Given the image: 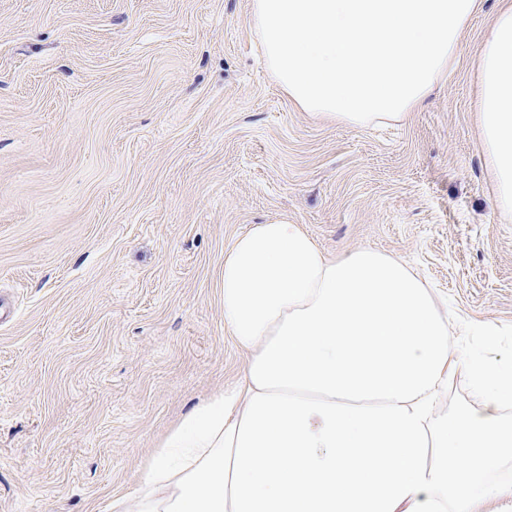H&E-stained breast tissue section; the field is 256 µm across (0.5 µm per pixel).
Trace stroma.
I'll list each match as a JSON object with an SVG mask.
<instances>
[{"label": "stroma", "instance_id": "35a3bbf8", "mask_svg": "<svg viewBox=\"0 0 512 512\" xmlns=\"http://www.w3.org/2000/svg\"><path fill=\"white\" fill-rule=\"evenodd\" d=\"M499 6L419 109L362 129L270 79L251 0H0V512H112L236 379L224 253L255 224L407 258L512 362V219L475 112Z\"/></svg>", "mask_w": 512, "mask_h": 512}]
</instances>
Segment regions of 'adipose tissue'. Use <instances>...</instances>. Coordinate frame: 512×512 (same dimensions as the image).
Instances as JSON below:
<instances>
[{"label": "adipose tissue", "mask_w": 512, "mask_h": 512, "mask_svg": "<svg viewBox=\"0 0 512 512\" xmlns=\"http://www.w3.org/2000/svg\"><path fill=\"white\" fill-rule=\"evenodd\" d=\"M478 125L512 217V5L476 61ZM235 382L159 443L113 512H479L512 483V365L451 341L443 302L401 257L332 258L302 225L256 224L224 253ZM474 405L447 411L448 383Z\"/></svg>", "instance_id": "ef3b65f1"}]
</instances>
